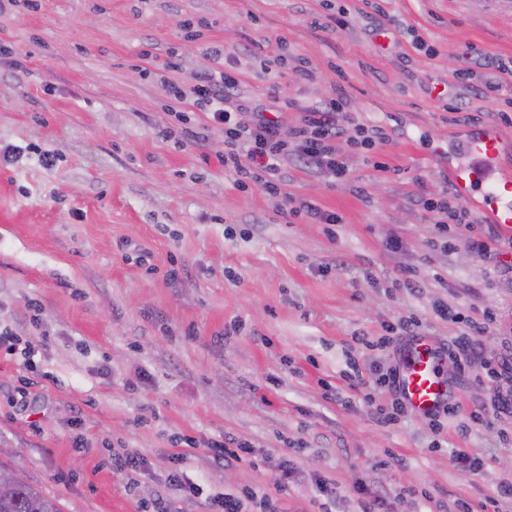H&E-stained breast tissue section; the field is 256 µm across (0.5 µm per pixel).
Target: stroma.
<instances>
[{
	"label": "stroma",
	"mask_w": 512,
	"mask_h": 512,
	"mask_svg": "<svg viewBox=\"0 0 512 512\" xmlns=\"http://www.w3.org/2000/svg\"><path fill=\"white\" fill-rule=\"evenodd\" d=\"M324 3L0 9V149H25L0 162V328L34 347L28 359L0 348V462L61 512H143L157 499L208 512L249 488L272 512H363L373 497L379 512H512L498 493L512 482V413L492 408L512 391L497 372L512 357V231L483 216L450 225L443 246L421 203L456 191L448 149L477 126L499 136L512 175V89L487 87L512 66V0H338L344 25L322 30ZM187 18L206 21L202 40L185 39ZM213 45L243 96L290 99L283 137L332 97L343 124L386 133L367 155L338 142L340 179L295 157L283 168L284 191L339 224L286 217L280 198L238 188L220 161L223 126L188 104L184 119L169 111L155 71L175 62L169 81L188 84ZM470 65L481 79L457 94ZM441 304L491 315L474 337L482 356L455 347L468 329L440 319ZM413 318L443 351L457 406L438 428L377 412L393 395L375 380L398 369ZM227 435L252 455L214 463L204 443ZM176 437L197 445L176 456ZM129 453L141 467L117 468ZM175 474L201 493L180 494Z\"/></svg>",
	"instance_id": "1"
}]
</instances>
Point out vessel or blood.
Listing matches in <instances>:
<instances>
[{
	"instance_id": "vessel-or-blood-1",
	"label": "vessel or blood",
	"mask_w": 512,
	"mask_h": 512,
	"mask_svg": "<svg viewBox=\"0 0 512 512\" xmlns=\"http://www.w3.org/2000/svg\"><path fill=\"white\" fill-rule=\"evenodd\" d=\"M501 141L496 133L477 130L462 144L454 167L456 183L465 197H478L493 223L512 227V178L498 165ZM442 356L425 336L412 337L401 353L397 390L416 414L430 416L448 402L450 390L442 377Z\"/></svg>"
}]
</instances>
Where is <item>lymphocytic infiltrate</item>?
Masks as SVG:
<instances>
[{"label": "lymphocytic infiltrate", "mask_w": 512, "mask_h": 512, "mask_svg": "<svg viewBox=\"0 0 512 512\" xmlns=\"http://www.w3.org/2000/svg\"><path fill=\"white\" fill-rule=\"evenodd\" d=\"M207 55L211 68L197 75L187 90H174L173 103L177 106L192 103L208 114L211 122L223 126L225 171L235 175L239 187L256 184L269 194L281 197L291 216H305L321 224L337 223L336 214L322 211L310 201L283 194L280 182L274 179L288 160V141L282 137L279 119L269 117L266 107L250 109L246 104L237 103L239 80L225 71L223 48L210 47ZM341 108L335 98L310 107L302 126L292 133L300 161L333 178L345 173L344 162L336 148L337 139L346 136L366 148L374 147L383 139L380 129L367 131L342 125ZM244 111L251 112V121H241L240 114Z\"/></svg>", "instance_id": "1"}]
</instances>
